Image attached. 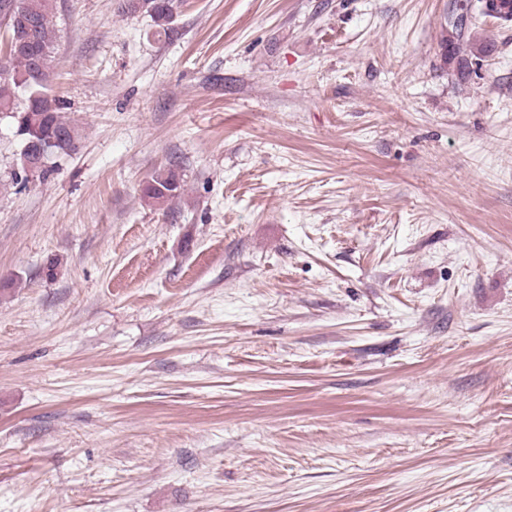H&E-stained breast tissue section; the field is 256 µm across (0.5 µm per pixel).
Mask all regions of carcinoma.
Returning a JSON list of instances; mask_svg holds the SVG:
<instances>
[{
    "mask_svg": "<svg viewBox=\"0 0 512 512\" xmlns=\"http://www.w3.org/2000/svg\"><path fill=\"white\" fill-rule=\"evenodd\" d=\"M56 0H0V25L7 32L6 62L0 66V116L14 120L21 137L19 165L27 150L40 147L45 160L77 150V127L63 116L64 104L51 93L60 38L55 19ZM121 13L151 19L156 34H166L174 22L177 0H122ZM490 44L468 40L465 48L448 46V59H458V72L489 56ZM182 179L173 168H160L150 177L144 196L163 206L181 195Z\"/></svg>",
    "mask_w": 512,
    "mask_h": 512,
    "instance_id": "1",
    "label": "carcinoma"
}]
</instances>
